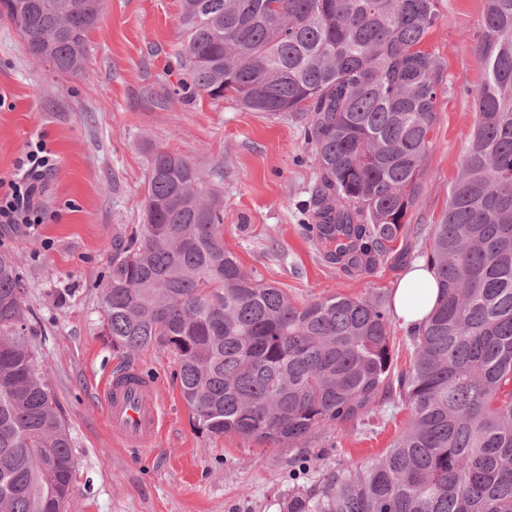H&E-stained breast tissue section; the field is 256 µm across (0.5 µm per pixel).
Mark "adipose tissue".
Returning <instances> with one entry per match:
<instances>
[{
	"instance_id": "obj_1",
	"label": "adipose tissue",
	"mask_w": 512,
	"mask_h": 512,
	"mask_svg": "<svg viewBox=\"0 0 512 512\" xmlns=\"http://www.w3.org/2000/svg\"><path fill=\"white\" fill-rule=\"evenodd\" d=\"M438 288L430 263H413L402 277L392 297L394 314L409 329H418L431 314Z\"/></svg>"
}]
</instances>
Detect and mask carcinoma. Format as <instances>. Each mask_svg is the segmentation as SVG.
Segmentation results:
<instances>
[{
	"instance_id": "1",
	"label": "carcinoma",
	"mask_w": 512,
	"mask_h": 512,
	"mask_svg": "<svg viewBox=\"0 0 512 512\" xmlns=\"http://www.w3.org/2000/svg\"><path fill=\"white\" fill-rule=\"evenodd\" d=\"M26 53L85 71L103 0H0ZM435 0H182L194 87L252 112H302L319 170L308 231L329 262L372 272L415 203L433 148L441 69L424 49ZM484 82L430 264L440 296L392 384L380 303L296 304L224 246V214L181 157L150 144L146 222L102 285L112 346L170 350L181 394L217 436L297 444L408 410L381 459L340 466L282 512H512V0H484ZM23 278L0 256V512H59L72 443L30 347Z\"/></svg>"
}]
</instances>
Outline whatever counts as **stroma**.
<instances>
[{"label":"stroma","mask_w":512,"mask_h":512,"mask_svg":"<svg viewBox=\"0 0 512 512\" xmlns=\"http://www.w3.org/2000/svg\"><path fill=\"white\" fill-rule=\"evenodd\" d=\"M425 48L441 65L435 146L420 189L384 261L350 277L327 263L304 212L319 180L297 112L272 116L197 92L176 53L180 0H104L82 76L31 59L17 29L0 19V177L41 138L57 157L34 229L0 224V255L16 261L23 310L48 385L72 439L66 512H279L289 490L322 473L380 458L408 422L400 402L369 425L321 431L296 447L200 429L163 349H113L101 285L119 242L143 221L146 143L185 159L216 189L224 244L240 264L297 302L343 295L390 306L410 263L427 257L448 205L484 80L474 48L483 0H437ZM135 367L161 390L165 424L147 447L116 446L94 394L107 371Z\"/></svg>","instance_id":"1"}]
</instances>
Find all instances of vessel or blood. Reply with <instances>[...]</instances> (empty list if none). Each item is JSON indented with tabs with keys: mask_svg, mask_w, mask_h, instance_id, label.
<instances>
[{
	"mask_svg": "<svg viewBox=\"0 0 512 512\" xmlns=\"http://www.w3.org/2000/svg\"><path fill=\"white\" fill-rule=\"evenodd\" d=\"M113 438L126 448H141L163 428L162 406L156 386L134 369L107 374L98 387Z\"/></svg>",
	"mask_w": 512,
	"mask_h": 512,
	"instance_id": "obj_1",
	"label": "vessel or blood"
}]
</instances>
